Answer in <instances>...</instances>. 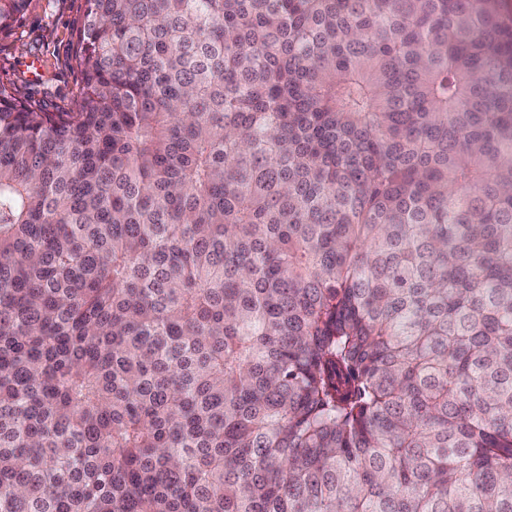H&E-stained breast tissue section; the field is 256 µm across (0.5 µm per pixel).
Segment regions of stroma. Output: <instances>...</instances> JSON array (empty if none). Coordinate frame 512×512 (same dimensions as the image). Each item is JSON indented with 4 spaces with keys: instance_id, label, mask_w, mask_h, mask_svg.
<instances>
[{
    "instance_id": "stroma-1",
    "label": "stroma",
    "mask_w": 512,
    "mask_h": 512,
    "mask_svg": "<svg viewBox=\"0 0 512 512\" xmlns=\"http://www.w3.org/2000/svg\"><path fill=\"white\" fill-rule=\"evenodd\" d=\"M86 0H30L15 29L0 35V84L48 112H69L82 85L74 34Z\"/></svg>"
}]
</instances>
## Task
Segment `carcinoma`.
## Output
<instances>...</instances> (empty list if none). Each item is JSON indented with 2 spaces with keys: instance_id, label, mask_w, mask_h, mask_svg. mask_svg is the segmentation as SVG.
<instances>
[{
  "instance_id": "obj_1",
  "label": "carcinoma",
  "mask_w": 512,
  "mask_h": 512,
  "mask_svg": "<svg viewBox=\"0 0 512 512\" xmlns=\"http://www.w3.org/2000/svg\"><path fill=\"white\" fill-rule=\"evenodd\" d=\"M501 4L87 0L74 111L0 84V512H512Z\"/></svg>"
}]
</instances>
